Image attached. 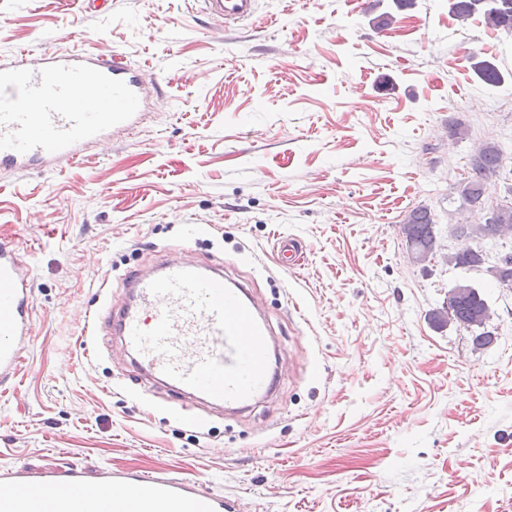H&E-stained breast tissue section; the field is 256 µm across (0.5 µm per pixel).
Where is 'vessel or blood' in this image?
I'll return each mask as SVG.
<instances>
[{
	"instance_id": "1",
	"label": "vessel or blood",
	"mask_w": 512,
	"mask_h": 512,
	"mask_svg": "<svg viewBox=\"0 0 512 512\" xmlns=\"http://www.w3.org/2000/svg\"><path fill=\"white\" fill-rule=\"evenodd\" d=\"M217 26L250 20L257 0H202ZM139 72L96 53H24L0 63V169L28 171L85 158L144 111ZM129 299L108 309L113 335L147 376L229 413L275 390L271 342L250 291L223 272L162 260L127 280ZM33 295L14 248L0 241V375L15 372L32 331ZM123 487L113 512H236L199 482L107 469L89 484L77 469L0 471V512H103L101 488Z\"/></svg>"
}]
</instances>
